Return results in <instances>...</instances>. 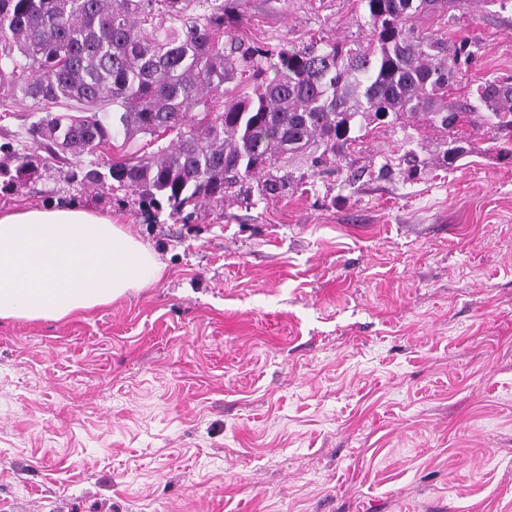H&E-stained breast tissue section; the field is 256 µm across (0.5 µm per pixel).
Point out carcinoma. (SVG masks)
I'll use <instances>...</instances> for the list:
<instances>
[{
	"mask_svg": "<svg viewBox=\"0 0 512 512\" xmlns=\"http://www.w3.org/2000/svg\"><path fill=\"white\" fill-rule=\"evenodd\" d=\"M370 32L355 48L310 43L271 56L230 44L241 0H0V94L37 104L76 102L83 114L42 117L30 135L49 152H96L119 134H177L152 158L121 156L82 172L90 185L112 181L140 202L187 220L190 206L222 202L254 180L262 197L288 191L279 174L288 155L336 154L357 117L417 118L446 133L448 164L463 154L461 109L438 101L475 59L472 44L417 32L413 19L441 0H361ZM168 24L156 25V14ZM246 74L252 92L217 110L213 94ZM490 128L512 129V77L471 90ZM0 193L38 174L37 157L0 144Z\"/></svg>",
	"mask_w": 512,
	"mask_h": 512,
	"instance_id": "1",
	"label": "carcinoma"
}]
</instances>
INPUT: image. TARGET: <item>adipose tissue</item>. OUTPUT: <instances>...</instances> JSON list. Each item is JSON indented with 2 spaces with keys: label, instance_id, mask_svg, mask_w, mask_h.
Returning a JSON list of instances; mask_svg holds the SVG:
<instances>
[{
  "label": "adipose tissue",
  "instance_id": "obj_1",
  "mask_svg": "<svg viewBox=\"0 0 512 512\" xmlns=\"http://www.w3.org/2000/svg\"><path fill=\"white\" fill-rule=\"evenodd\" d=\"M163 267L111 216L78 204L0 211V319H54L107 305Z\"/></svg>",
  "mask_w": 512,
  "mask_h": 512
}]
</instances>
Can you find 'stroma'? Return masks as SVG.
<instances>
[{"label": "stroma", "mask_w": 512, "mask_h": 512, "mask_svg": "<svg viewBox=\"0 0 512 512\" xmlns=\"http://www.w3.org/2000/svg\"><path fill=\"white\" fill-rule=\"evenodd\" d=\"M230 33L277 51L369 34L360 0H244ZM416 30L468 40L448 93L512 76V0H448ZM31 100L0 143L41 156L0 211L118 220L163 277L63 320H0V512H512V157L478 116L466 155L414 121L294 154L286 195L191 220L44 156ZM419 167L408 174L406 154Z\"/></svg>", "instance_id": "obj_1"}]
</instances>
